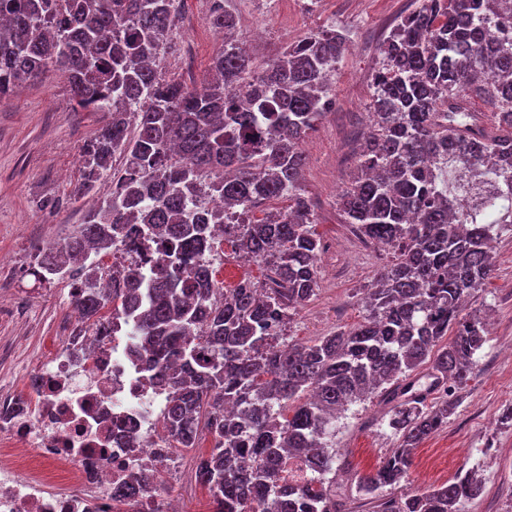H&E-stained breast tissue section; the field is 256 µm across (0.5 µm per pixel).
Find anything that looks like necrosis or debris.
Segmentation results:
<instances>
[{"instance_id":"1","label":"necrosis or debris","mask_w":512,"mask_h":512,"mask_svg":"<svg viewBox=\"0 0 512 512\" xmlns=\"http://www.w3.org/2000/svg\"><path fill=\"white\" fill-rule=\"evenodd\" d=\"M131 324L122 313L101 330L62 326L27 378L28 397L0 394V512H176L170 392L147 370ZM134 471L144 486L115 500Z\"/></svg>"}]
</instances>
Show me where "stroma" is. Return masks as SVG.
Returning <instances> with one entry per match:
<instances>
[{"label": "stroma", "mask_w": 512, "mask_h": 512, "mask_svg": "<svg viewBox=\"0 0 512 512\" xmlns=\"http://www.w3.org/2000/svg\"><path fill=\"white\" fill-rule=\"evenodd\" d=\"M416 0H224L237 20V40L255 54L257 67L273 60L289 43L321 26L347 34L348 51L336 70L335 104L305 138L302 180L311 203L314 229L323 250L317 297L299 309L287 327L289 340L307 342L361 321L357 290L370 284L383 263L346 224L337 204L357 166V148L369 123L373 77L381 63V43ZM210 0H183L161 70L193 87L201 85L224 35L208 21ZM99 112L79 109L64 75L47 72L42 81L0 99V300L17 303L15 318H0V389L27 393L21 372L45 361L59 326L76 313L68 281L39 283L32 269L48 247H62L81 224L91 197L75 194L82 147L103 123ZM466 313L491 316L494 327L477 352V365L453 396L447 424L422 442L400 493L439 485L459 471L477 469L484 489L465 512H512V427L499 417L512 407V235L494 244V272L471 297ZM378 400L351 406L337 422L336 452L354 471L337 474L336 493L348 507L358 504L355 473L375 468L397 447L384 424Z\"/></svg>", "instance_id": "35a3bbf8"}]
</instances>
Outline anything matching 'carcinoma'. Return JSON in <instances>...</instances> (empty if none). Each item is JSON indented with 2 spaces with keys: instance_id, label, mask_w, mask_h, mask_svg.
I'll return each mask as SVG.
<instances>
[{
  "instance_id": "1",
  "label": "carcinoma",
  "mask_w": 512,
  "mask_h": 512,
  "mask_svg": "<svg viewBox=\"0 0 512 512\" xmlns=\"http://www.w3.org/2000/svg\"><path fill=\"white\" fill-rule=\"evenodd\" d=\"M181 0H0V97L52 67L69 75L76 105L107 113L84 146L78 192L104 179L112 191L89 209L62 250L34 276L75 282L82 322L102 326L134 307L133 335L148 369L170 385V435L193 448L201 421L215 440L196 467L214 512H347L333 483L336 421L373 397L389 405L398 439L357 476L366 512H462L482 493L470 473L397 497L414 451L448 423L435 389L466 385L488 341L485 319L464 301L494 271L496 228L512 230V0H421L383 41L373 78L372 130L339 196L345 223L390 256L363 289V321L310 343L283 347L290 313L319 288L321 240L301 181V143L330 111L346 36L333 26L288 45L259 76L224 38L199 89L162 76ZM209 24L236 26L213 0ZM491 107L493 130L474 98ZM120 153L124 167L112 171ZM217 194L224 213L199 206ZM288 198L284 210L270 204ZM268 268L228 292L216 287L224 240ZM155 240L159 268L112 271L97 287L101 253ZM427 366L420 384L416 371ZM304 456L309 481L282 483L285 459Z\"/></svg>"
}]
</instances>
